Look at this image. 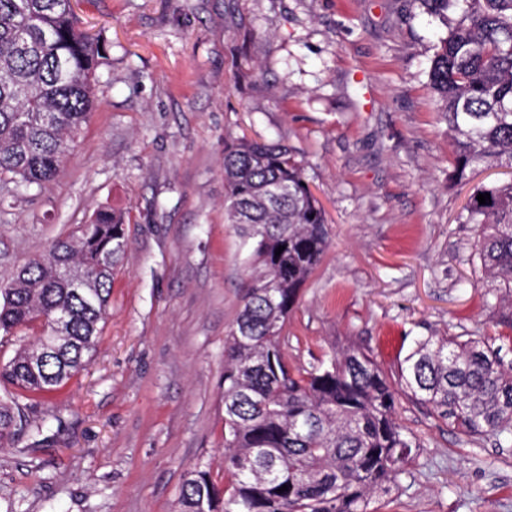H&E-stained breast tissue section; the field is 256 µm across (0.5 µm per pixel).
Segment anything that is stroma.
I'll return each instance as SVG.
<instances>
[{
  "instance_id": "stroma-1",
  "label": "stroma",
  "mask_w": 512,
  "mask_h": 512,
  "mask_svg": "<svg viewBox=\"0 0 512 512\" xmlns=\"http://www.w3.org/2000/svg\"><path fill=\"white\" fill-rule=\"evenodd\" d=\"M109 46L99 108L59 179L0 203V278L102 205L128 248L92 361L31 410L48 444L0 451V512H176L222 470L224 344L253 264L224 221V145L278 141L330 246L288 320L291 363L355 342L393 369L416 337L492 324L458 215L498 170L454 175L429 86L446 29L409 0H79ZM420 439L380 512H512V447L465 443L400 400Z\"/></svg>"
}]
</instances>
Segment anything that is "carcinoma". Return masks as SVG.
<instances>
[{
    "mask_svg": "<svg viewBox=\"0 0 512 512\" xmlns=\"http://www.w3.org/2000/svg\"><path fill=\"white\" fill-rule=\"evenodd\" d=\"M447 28L429 72L448 124L455 176L512 169V0H410ZM458 18L451 21L449 11ZM107 45L81 29L69 0H0V182L15 195L55 180L96 106ZM224 219L243 227L255 267L224 346V473L187 471L177 512H373L421 447L397 416L404 397L469 441L512 447V362L498 337L422 336L386 373L350 342L308 367L288 364L285 327L326 251V216L288 147L246 138L224 145ZM490 194L479 204L477 194ZM479 282L496 322L512 328V180L475 189ZM123 214L103 207L0 281V339L33 336L0 365V447L48 442L29 416L95 355L112 282L127 248ZM284 247L275 255L278 247ZM84 273L85 292L61 274ZM64 316L61 331L55 319ZM287 486L280 493L278 489Z\"/></svg>",
    "mask_w": 512,
    "mask_h": 512,
    "instance_id": "obj_1",
    "label": "carcinoma"
}]
</instances>
